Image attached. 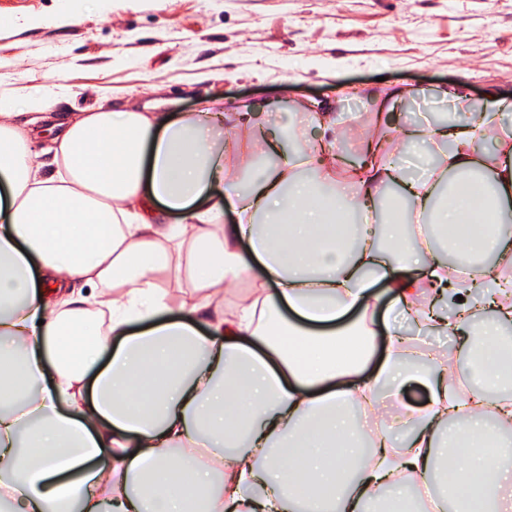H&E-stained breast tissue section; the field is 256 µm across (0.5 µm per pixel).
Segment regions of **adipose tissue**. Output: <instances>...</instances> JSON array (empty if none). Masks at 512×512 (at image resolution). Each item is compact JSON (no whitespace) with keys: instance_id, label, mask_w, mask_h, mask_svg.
Returning a JSON list of instances; mask_svg holds the SVG:
<instances>
[{"instance_id":"obj_1","label":"adipose tissue","mask_w":512,"mask_h":512,"mask_svg":"<svg viewBox=\"0 0 512 512\" xmlns=\"http://www.w3.org/2000/svg\"><path fill=\"white\" fill-rule=\"evenodd\" d=\"M447 126L403 132L434 154L428 176L406 178L389 124L361 135L344 115L330 128L354 136L367 163L336 179V154L277 140L246 123L225 146L223 115L203 110L85 112L55 140L56 174L0 101V490L7 512H188L170 489L182 473L208 492L214 512H380L381 493L410 501L400 475L435 489L440 463L459 460L453 419L485 428L494 407L512 420V394L483 392L489 365H475L461 392L443 362L420 363L403 329L451 332L457 357L487 356L486 326L512 327V300L484 302L488 266L456 288L428 224L463 223L449 196L475 182L502 224L512 223V102L489 96ZM494 138L488 160L481 144ZM255 160L249 175L231 153ZM402 183L414 249L379 241L377 201ZM359 216L360 243L336 244L337 203ZM183 214L159 222L158 208ZM237 221L224 225L225 209ZM276 223L280 236L259 227ZM249 280L250 296L224 304V289ZM151 377L138 391L143 356ZM58 377L44 383L46 371ZM244 385L228 384L230 374ZM426 401L402 398L409 383ZM395 403L372 432L373 449L324 465L318 443L349 432V409ZM405 429L403 444L393 434ZM214 448L221 467L179 471L170 448Z\"/></svg>"}]
</instances>
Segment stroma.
<instances>
[{
	"label": "stroma",
	"instance_id": "1",
	"mask_svg": "<svg viewBox=\"0 0 512 512\" xmlns=\"http://www.w3.org/2000/svg\"><path fill=\"white\" fill-rule=\"evenodd\" d=\"M512 100V0H0V98L29 96L14 122L32 146L83 112L193 113L224 106V138L242 113L280 125L297 114L376 111L395 88L425 90L389 112L392 136L435 116L431 98Z\"/></svg>",
	"mask_w": 512,
	"mask_h": 512
}]
</instances>
